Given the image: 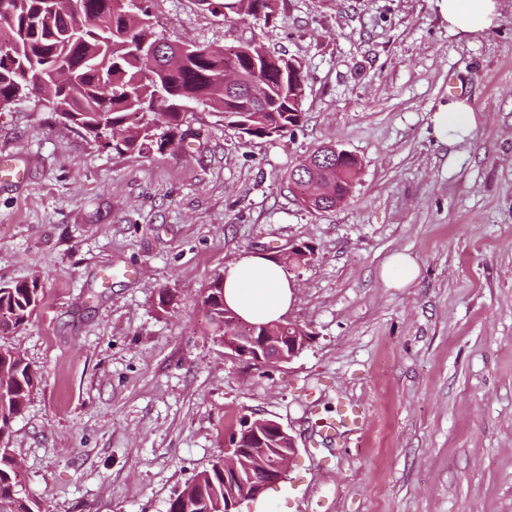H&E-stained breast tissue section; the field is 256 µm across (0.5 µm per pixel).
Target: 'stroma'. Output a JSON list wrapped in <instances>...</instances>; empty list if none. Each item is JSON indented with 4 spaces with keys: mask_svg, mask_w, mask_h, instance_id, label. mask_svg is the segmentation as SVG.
Here are the masks:
<instances>
[{
    "mask_svg": "<svg viewBox=\"0 0 512 512\" xmlns=\"http://www.w3.org/2000/svg\"><path fill=\"white\" fill-rule=\"evenodd\" d=\"M450 30L434 0H278L269 21L204 0H147L153 31L262 43L305 78L303 119L276 141L187 113L179 150L117 154L30 98L0 110V283L40 278L32 324L6 336L42 380L0 440L47 512H167L224 454L241 417L298 453L260 512H512V0ZM476 125L437 140L439 105ZM335 144L361 163L348 201L305 207L289 173ZM315 256L285 271L291 362L226 355L202 289L246 252ZM414 255L405 288L380 278ZM169 292L173 300L160 305ZM361 415L334 446L324 420ZM420 267L407 253H394L382 265L380 277L390 288H405L418 279Z\"/></svg>",
    "mask_w": 512,
    "mask_h": 512,
    "instance_id": "1",
    "label": "stroma"
}]
</instances>
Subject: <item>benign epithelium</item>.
<instances>
[{"label": "benign epithelium", "instance_id": "7a95c632", "mask_svg": "<svg viewBox=\"0 0 512 512\" xmlns=\"http://www.w3.org/2000/svg\"><path fill=\"white\" fill-rule=\"evenodd\" d=\"M222 345L228 355L253 367L292 361L308 344L310 336L296 324L283 322L257 326L242 319L226 322ZM297 453L289 429L270 419H245L224 449V478L250 474L244 489L224 493V512H241L246 502H256L266 490L286 478Z\"/></svg>", "mask_w": 512, "mask_h": 512}]
</instances>
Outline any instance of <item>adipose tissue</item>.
I'll return each instance as SVG.
<instances>
[{
	"mask_svg": "<svg viewBox=\"0 0 512 512\" xmlns=\"http://www.w3.org/2000/svg\"><path fill=\"white\" fill-rule=\"evenodd\" d=\"M436 5L449 27L462 33H479L495 17L494 0H436ZM474 126V114L462 101L440 106L433 115V131L446 144ZM294 300V286L282 266L263 254H242L224 272V301L244 320L280 321Z\"/></svg>",
	"mask_w": 512,
	"mask_h": 512,
	"instance_id": "1",
	"label": "adipose tissue"
}]
</instances>
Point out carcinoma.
<instances>
[{"label":"carcinoma","mask_w":512,"mask_h":512,"mask_svg":"<svg viewBox=\"0 0 512 512\" xmlns=\"http://www.w3.org/2000/svg\"><path fill=\"white\" fill-rule=\"evenodd\" d=\"M276 0H210L213 12L245 21L269 18ZM141 0H0V107L28 97L38 86L49 111L91 141L119 154H160L176 149L186 108L203 106L224 115L243 137L276 139L300 125L302 100L285 91L279 76L288 60L258 43L241 49L171 43L158 37ZM159 45L153 61L141 46ZM259 64L264 99L224 88V71ZM352 158L331 157L320 169L340 167L343 178L325 203L346 201ZM297 190L318 195L312 172L294 169ZM43 296L39 278L0 285V336L30 325ZM201 310L214 335L224 336V277L212 279L200 296ZM39 380L17 352L0 345V439L24 409ZM224 464L216 460L170 500L168 512H223ZM0 512H46L23 498L16 460L0 448Z\"/></svg>","instance_id":"carcinoma-1"}]
</instances>
